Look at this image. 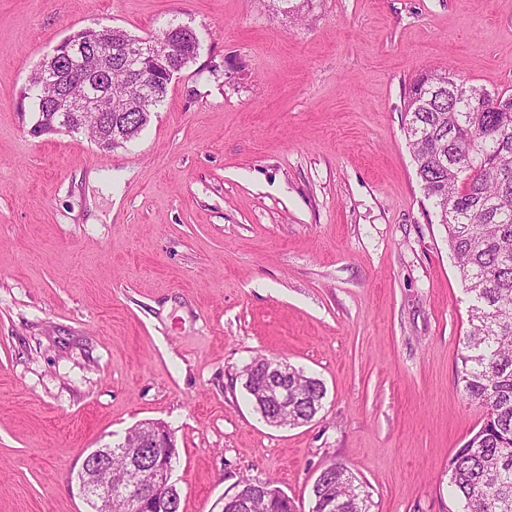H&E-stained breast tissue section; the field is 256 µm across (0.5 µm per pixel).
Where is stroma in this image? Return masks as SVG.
Wrapping results in <instances>:
<instances>
[{
	"mask_svg": "<svg viewBox=\"0 0 512 512\" xmlns=\"http://www.w3.org/2000/svg\"><path fill=\"white\" fill-rule=\"evenodd\" d=\"M190 26L200 49L138 137L35 136L65 37ZM512 94V0H0V512H91L89 450L163 422L179 512L244 481L310 512L343 464L372 512H448L483 409L457 384L470 299L416 174L428 71ZM320 379L273 427L254 358Z\"/></svg>",
	"mask_w": 512,
	"mask_h": 512,
	"instance_id": "stroma-1",
	"label": "stroma"
}]
</instances>
